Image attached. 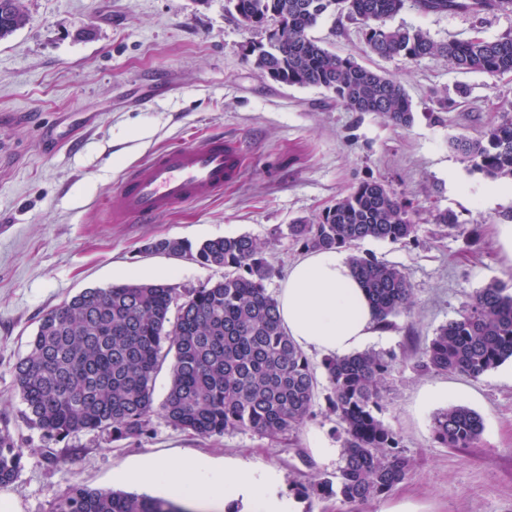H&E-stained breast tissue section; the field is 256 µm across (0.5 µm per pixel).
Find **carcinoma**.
Returning a JSON list of instances; mask_svg holds the SVG:
<instances>
[{
	"label": "carcinoma",
	"instance_id": "carcinoma-1",
	"mask_svg": "<svg viewBox=\"0 0 512 512\" xmlns=\"http://www.w3.org/2000/svg\"><path fill=\"white\" fill-rule=\"evenodd\" d=\"M0 40L26 23L24 0H0ZM406 0H227L238 20L263 30L250 43L252 65L288 86L322 88L350 112L377 113L398 127L412 125L403 85L329 51L310 31L326 14L359 24L366 51L379 57L420 59L440 55L464 72L492 77L512 73V35L437 44L420 30L389 28ZM425 13L473 16L512 12V0H416ZM482 139L456 140L473 170L496 181L512 179V102ZM409 205L377 181H361L313 224H290L291 238L307 251L355 249L366 240L405 242L416 236ZM150 252L224 269V277L180 299L165 283L128 281L87 288L46 313L15 366V382L28 424L49 437L108 430L114 440L139 438L153 412L155 375L163 348L174 352L171 382L160 413L174 427L202 437L251 430L278 439L314 413L316 368L281 326L278 303L265 282L275 269L257 239L242 234L193 244L164 238ZM381 329L410 311L413 288L398 267L371 254L349 257ZM512 359V292L491 282L440 326L420 353V372H452L478 379ZM395 357L366 350L322 361L326 409L336 417L342 465L336 476L295 489L307 496H336L354 507L403 481L411 460L399 435L380 418L382 385ZM484 431L482 417L450 404L432 420L435 442L469 448ZM22 450L0 430V488L21 467ZM54 512H187L172 498L89 489L76 484Z\"/></svg>",
	"mask_w": 512,
	"mask_h": 512
}]
</instances>
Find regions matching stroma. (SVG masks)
Segmentation results:
<instances>
[{"mask_svg": "<svg viewBox=\"0 0 512 512\" xmlns=\"http://www.w3.org/2000/svg\"><path fill=\"white\" fill-rule=\"evenodd\" d=\"M24 27L0 40V428L23 452L15 481L0 489L8 512H53L76 484L111 490L112 474L151 455L177 462L191 455L242 457L276 468L285 489L335 473L340 458L316 459L311 438L336 447L334 419L318 400L298 429L278 440L250 430L204 438L171 425L160 412L137 440L105 431L51 439L30 428L14 366L44 314L86 288L136 280L178 290L221 279L222 269L148 253L161 238L200 242L248 234L266 242L279 295L303 250L288 235L293 221H315L363 180L410 202L419 226L404 243L366 241L363 253L398 266L414 289L410 313L371 342L395 354L383 384L382 417L402 440L413 467L361 512H512V361L481 378L420 373L413 364L436 329L458 316L475 291L500 282L512 292V261L494 227L512 221V196H490L491 180L472 171L452 146L481 137L512 100V73L489 77L452 69L438 56L417 61L366 52L360 27L324 15L311 34L336 54L404 86L414 122L396 128L373 113L351 112L323 90L262 76L244 30L226 0H24ZM419 29L438 43L512 34V13L475 17L425 14L414 0L387 21ZM78 131L77 149L51 150L42 131ZM239 145L243 170L221 197L176 207L148 224L111 221L106 196L124 171L169 144L212 135ZM436 210L458 227L433 224ZM451 390L456 404L484 420L473 448H445L432 438L434 414Z\"/></svg>", "mask_w": 512, "mask_h": 512, "instance_id": "35a3bbf8", "label": "stroma"}]
</instances>
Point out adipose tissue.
Here are the masks:
<instances>
[{
	"instance_id": "ef3b65f1",
	"label": "adipose tissue",
	"mask_w": 512,
	"mask_h": 512,
	"mask_svg": "<svg viewBox=\"0 0 512 512\" xmlns=\"http://www.w3.org/2000/svg\"><path fill=\"white\" fill-rule=\"evenodd\" d=\"M278 311L292 341L323 356L354 354L378 334L368 297L341 249L311 251L294 262ZM117 477L205 512H226L231 505L243 512H300L296 498L283 494L277 470L239 458L188 456L169 463L145 457Z\"/></svg>"
}]
</instances>
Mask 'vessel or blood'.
Segmentation results:
<instances>
[{"mask_svg": "<svg viewBox=\"0 0 512 512\" xmlns=\"http://www.w3.org/2000/svg\"><path fill=\"white\" fill-rule=\"evenodd\" d=\"M241 173L239 148L223 137L174 144L130 168L108 206L114 219L149 222L177 205L222 195Z\"/></svg>", "mask_w": 512, "mask_h": 512, "instance_id": "1", "label": "vessel or blood"}]
</instances>
